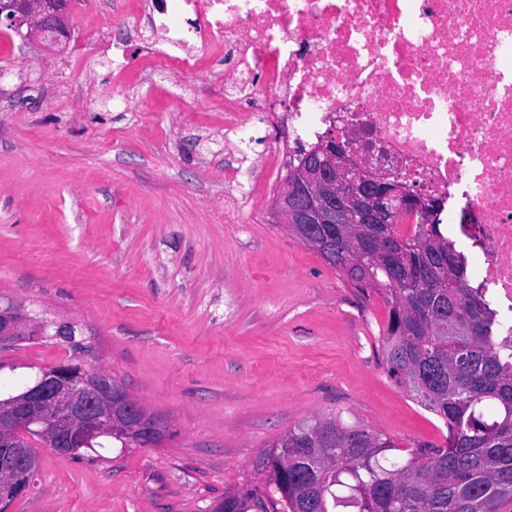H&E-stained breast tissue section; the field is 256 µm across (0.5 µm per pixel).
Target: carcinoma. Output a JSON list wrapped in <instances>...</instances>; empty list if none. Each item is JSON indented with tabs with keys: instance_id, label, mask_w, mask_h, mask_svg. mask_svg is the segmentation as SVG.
I'll return each instance as SVG.
<instances>
[{
	"instance_id": "1",
	"label": "carcinoma",
	"mask_w": 512,
	"mask_h": 512,
	"mask_svg": "<svg viewBox=\"0 0 512 512\" xmlns=\"http://www.w3.org/2000/svg\"><path fill=\"white\" fill-rule=\"evenodd\" d=\"M318 254L389 307L383 340L389 374L441 417L445 444L421 443L406 459L394 445L333 416L300 424L268 465L284 512H498L512 497V334L469 284L463 253L440 220L411 236L395 224H355ZM144 446L101 435L90 449Z\"/></svg>"
}]
</instances>
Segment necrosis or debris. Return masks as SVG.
I'll return each instance as SVG.
<instances>
[{
	"label": "necrosis or debris",
	"instance_id": "1",
	"mask_svg": "<svg viewBox=\"0 0 512 512\" xmlns=\"http://www.w3.org/2000/svg\"><path fill=\"white\" fill-rule=\"evenodd\" d=\"M140 16L171 76L231 57L212 81L239 144L256 121L297 152L336 131L356 169L448 196L512 330V0H170Z\"/></svg>",
	"mask_w": 512,
	"mask_h": 512
}]
</instances>
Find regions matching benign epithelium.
<instances>
[{
	"instance_id": "obj_1",
	"label": "benign epithelium",
	"mask_w": 512,
	"mask_h": 512,
	"mask_svg": "<svg viewBox=\"0 0 512 512\" xmlns=\"http://www.w3.org/2000/svg\"><path fill=\"white\" fill-rule=\"evenodd\" d=\"M27 26L28 37L57 41L68 37L69 12L63 0H0V16ZM443 200L419 193L395 174L356 170L348 143L330 136L291 172L276 200L277 213L306 242L336 234L344 224H396L407 214L432 221ZM29 321L19 306L0 307V346L18 341ZM27 421L61 457L77 443L102 433H138L148 445L163 441L166 427L134 404L112 375L64 363L42 371L37 383L18 395L0 398V502L22 493L38 458L18 424Z\"/></svg>"
}]
</instances>
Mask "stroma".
Returning a JSON list of instances; mask_svg holds the SVG:
<instances>
[{"instance_id": "obj_1", "label": "stroma", "mask_w": 512, "mask_h": 512, "mask_svg": "<svg viewBox=\"0 0 512 512\" xmlns=\"http://www.w3.org/2000/svg\"><path fill=\"white\" fill-rule=\"evenodd\" d=\"M69 12L71 37L122 33L101 0ZM164 48L128 35L121 82L111 58L22 33L0 49V302L78 340L0 349V388L80 361L167 429L95 459L37 446L38 475L0 512H283L268 458L298 424L335 414L404 458L448 434L389 374L383 296L275 217L283 177L246 199L226 185L224 103L204 75L149 74Z\"/></svg>"}]
</instances>
